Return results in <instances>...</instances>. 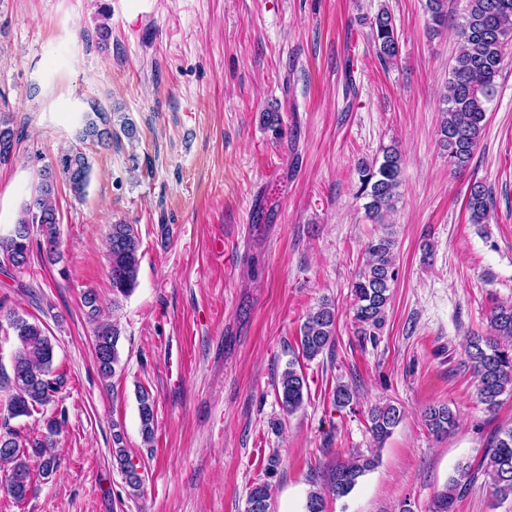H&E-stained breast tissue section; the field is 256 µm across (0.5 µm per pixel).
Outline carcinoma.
<instances>
[{
	"instance_id": "cac0c4a2",
	"label": "carcinoma",
	"mask_w": 512,
	"mask_h": 512,
	"mask_svg": "<svg viewBox=\"0 0 512 512\" xmlns=\"http://www.w3.org/2000/svg\"><path fill=\"white\" fill-rule=\"evenodd\" d=\"M428 29L434 31L448 24V0H426ZM459 46L449 72L447 93L443 96L439 127L440 145L448 158V167L465 169L479 144L487 112V103L495 90V79L511 62L506 49L512 45V0H467L466 13L456 26ZM371 39L378 59L385 65L399 53V41L391 13L380 10L371 22ZM112 139V114L95 109L81 119L79 140L99 143ZM19 135L13 118L0 111V164L15 154ZM382 156L359 164L358 196L368 199L364 204L367 217L376 224L394 213L401 185L402 156L392 147L381 149ZM59 170L46 166L31 200L23 207L9 232L0 235V268L20 274L27 269L34 251L46 248L56 251L59 245V218L56 196L58 182L64 181L76 198L85 196L91 180L92 167L87 155L78 148H69L57 156ZM494 207L491 191L481 182L470 186L466 209L472 224L487 222ZM395 240L387 232L371 239L365 247V262L352 283V312L357 332L365 336L380 329L390 302V290L399 270L395 260ZM109 277L114 296L127 297L137 285L140 265L139 240L131 224H114L107 239ZM83 304L95 322L94 353L102 377L115 373L119 362L120 329L115 321L103 318L92 291L83 294ZM6 332L16 340L10 360V371L0 372V386L8 388L5 400L7 417L0 420V464L9 466L7 493L17 502L33 492L27 458L40 461L43 474L58 467L54 452V436L65 423V410L43 420L44 432L21 447L20 435L10 420L30 417L54 401L65 383L62 373L53 368L54 345L45 325L31 321L15 311L5 315ZM336 333L335 308L322 302L312 308L300 327L299 346L309 360L333 346ZM466 354L477 383V397L486 410L500 404V397L512 396V306L494 308L489 316L487 335H474L467 340ZM305 378L293 362L282 371L278 395L283 409L294 413L304 401ZM142 435L152 440L155 433V403L145 389L136 392ZM403 418L400 407L387 403L368 412L373 436L382 441L393 432ZM426 429L432 435H449L457 427V414L446 404L432 405L423 414ZM112 458L125 483L140 489L143 478L138 464L122 446L121 433L113 432ZM376 465L373 457H350L336 464L329 483V492L340 498L352 492L359 479ZM484 477L494 500L501 504L512 500V427L501 429L477 465L460 463L442 489L428 505V512H454L456 501L476 481ZM271 486L254 484L247 497L246 512H269Z\"/></svg>"
}]
</instances>
